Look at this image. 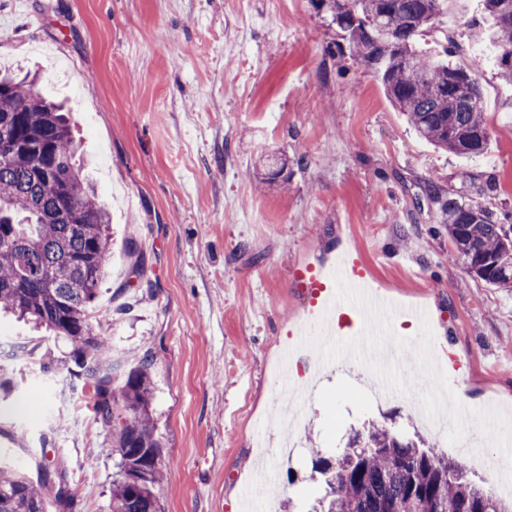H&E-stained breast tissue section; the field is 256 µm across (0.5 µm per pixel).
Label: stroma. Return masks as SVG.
<instances>
[{
    "mask_svg": "<svg viewBox=\"0 0 512 512\" xmlns=\"http://www.w3.org/2000/svg\"><path fill=\"white\" fill-rule=\"evenodd\" d=\"M479 4L448 2L454 64ZM337 40L309 0H0V64L37 67L39 91L68 101L111 212L92 322L125 367L154 358L165 512H237L273 368L311 309L301 275L346 250L392 305L427 311L444 355L461 361L452 389L512 413V288L450 260L431 199L437 188L512 213V84L493 58L480 65L489 145L457 156L417 138L372 74L329 53ZM273 153L286 180L257 191ZM137 260L147 280L131 287ZM0 336L13 345L0 353V461L35 480L41 458L58 461L70 512H112L109 432L70 344L13 319ZM371 380L350 359L322 370L302 446L278 469L275 512H308L322 492L315 456L369 419L457 458L412 399L368 403Z\"/></svg>",
    "mask_w": 512,
    "mask_h": 512,
    "instance_id": "35a3bbf8",
    "label": "stroma"
}]
</instances>
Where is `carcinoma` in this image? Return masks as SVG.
I'll list each match as a JSON object with an SVG mask.
<instances>
[{"label": "carcinoma", "instance_id": "obj_1", "mask_svg": "<svg viewBox=\"0 0 512 512\" xmlns=\"http://www.w3.org/2000/svg\"><path fill=\"white\" fill-rule=\"evenodd\" d=\"M336 27L340 55L379 80L415 135L456 155L483 154L488 133L478 69L448 63L459 50L423 48L448 0H309ZM470 44L490 42L500 78L512 84V0H481ZM38 77L0 70V311L32 320L70 341L77 376L93 391L96 419L117 456L112 512H162L157 489L166 463L151 413L152 359L112 380L120 367L96 333L92 313L109 261V214L83 163L64 106L45 98ZM54 168L51 175L38 165ZM471 277L512 288V224L461 198L434 193ZM325 494L313 512H512L461 462L419 437L372 423L332 460L316 456ZM71 505L66 472L52 464L39 482L0 464V512H46Z\"/></svg>", "mask_w": 512, "mask_h": 512}]
</instances>
